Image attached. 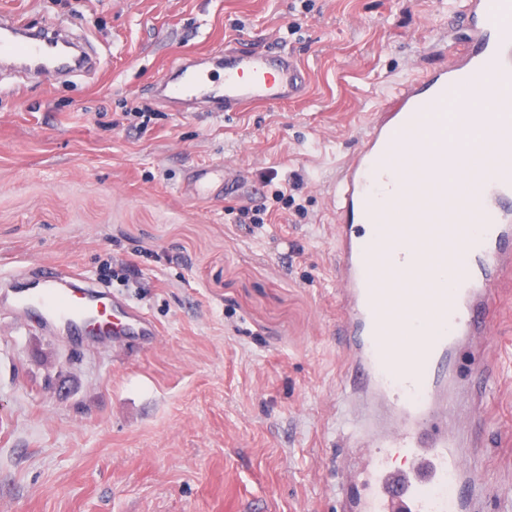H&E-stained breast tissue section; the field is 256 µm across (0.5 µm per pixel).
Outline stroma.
<instances>
[{"instance_id": "obj_1", "label": "stroma", "mask_w": 512, "mask_h": 512, "mask_svg": "<svg viewBox=\"0 0 512 512\" xmlns=\"http://www.w3.org/2000/svg\"><path fill=\"white\" fill-rule=\"evenodd\" d=\"M450 0H0L59 22L92 65L0 66V273L77 268L157 325L124 360L0 307V512H340L344 356L326 197L371 113L443 66ZM299 23L297 34L288 26ZM283 48L305 95L230 116L160 91L174 62L221 83L228 47ZM151 115L136 129V113ZM230 164L239 195L184 193ZM260 209L262 223L239 211ZM137 279L116 271L126 263ZM491 397L474 434L488 512L512 500V274L491 292Z\"/></svg>"}]
</instances>
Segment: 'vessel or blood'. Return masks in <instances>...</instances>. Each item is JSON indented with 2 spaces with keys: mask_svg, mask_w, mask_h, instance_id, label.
I'll return each mask as SVG.
<instances>
[{
  "mask_svg": "<svg viewBox=\"0 0 512 512\" xmlns=\"http://www.w3.org/2000/svg\"><path fill=\"white\" fill-rule=\"evenodd\" d=\"M470 38L448 63L400 85L399 106L373 113L328 194L336 218L337 336L345 356L340 414L360 451L362 485L346 512H484V484L451 398L481 395L490 292L512 272V0H455ZM0 57L54 66L47 31L0 16ZM169 98L218 95L225 113L285 105L305 92L288 52L228 48L221 92L178 65ZM483 149L464 144L472 130ZM224 165L198 166L192 198L233 189ZM0 302L40 329L94 343L157 336L140 308L120 305L69 266L44 261L0 277Z\"/></svg>",
  "mask_w": 512,
  "mask_h": 512,
  "instance_id": "vessel-or-blood-1",
  "label": "vessel or blood"
}]
</instances>
